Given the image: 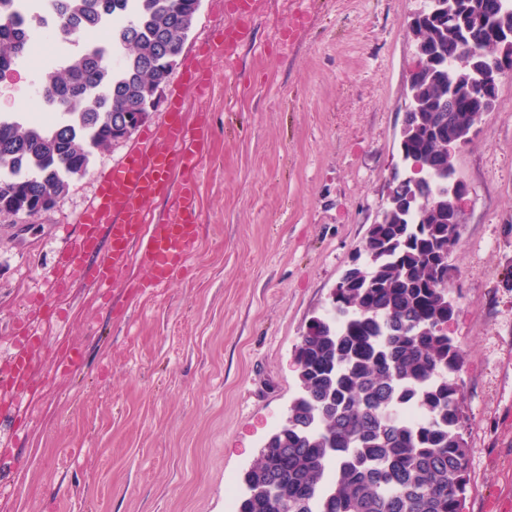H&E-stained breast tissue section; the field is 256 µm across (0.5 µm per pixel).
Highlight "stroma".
Segmentation results:
<instances>
[{"instance_id": "stroma-1", "label": "stroma", "mask_w": 512, "mask_h": 512, "mask_svg": "<svg viewBox=\"0 0 512 512\" xmlns=\"http://www.w3.org/2000/svg\"><path fill=\"white\" fill-rule=\"evenodd\" d=\"M421 0H265L252 38L216 61L210 91L185 89V118L209 113L221 140L200 171L199 243L185 274L153 294L71 289L44 341L84 363L25 406L0 412V512H225L284 421L300 384L295 349L362 252L399 161L407 29ZM230 15L202 0L178 58ZM38 71L0 75V113ZM138 135L94 154L54 208L0 214V337L52 286L62 224L78 223L99 178ZM468 189L451 257L448 333L464 353L465 512L512 499V71L453 157Z\"/></svg>"}]
</instances>
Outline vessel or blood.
<instances>
[{
    "label": "vessel or blood",
    "mask_w": 512,
    "mask_h": 512,
    "mask_svg": "<svg viewBox=\"0 0 512 512\" xmlns=\"http://www.w3.org/2000/svg\"><path fill=\"white\" fill-rule=\"evenodd\" d=\"M262 0H230L235 21L225 25L199 47L173 92L167 118L145 130L140 148L130 152L102 176L93 204L66 237L55 257V286L66 291L78 285L110 289L123 284L129 255H136L147 278L135 288L145 294L167 287L185 266L201 234L199 218L200 164L218 142L206 112L193 122L183 113L182 88L206 93L212 84L215 60L231 59L249 41L251 22L261 13ZM172 200L168 214L149 223L147 204L161 196ZM109 236V251L101 238ZM45 342L30 330L21 333L19 348L10 355L8 386L0 388V406L19 401L31 363L44 357Z\"/></svg>",
    "instance_id": "1"
}]
</instances>
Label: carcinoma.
<instances>
[{
  "label": "carcinoma",
  "instance_id": "1",
  "mask_svg": "<svg viewBox=\"0 0 512 512\" xmlns=\"http://www.w3.org/2000/svg\"><path fill=\"white\" fill-rule=\"evenodd\" d=\"M194 0H58L75 28L93 30L103 13L125 22L112 29L123 50L117 70L85 48L40 73L66 118L44 125L0 114V213L36 214L40 201L60 203L70 180L85 174L95 151L110 146L118 119L144 109L152 86L168 81L196 12ZM0 0V74L27 54L23 22ZM448 19H426L416 43L430 63L410 90L403 120L406 152L426 173L399 191L426 201L421 217L395 209L369 228L365 260L351 269L332 314L312 320L296 348L300 392L288 424L263 445L245 475L237 512H463L469 484L466 415L458 383L461 347L444 325L449 298L448 250L458 246L449 222L453 168L448 135H470L483 111L472 97L491 72H456L447 61L468 50L485 57L512 49V5L500 0H436ZM92 87L101 96L91 98ZM420 419L409 421L404 409Z\"/></svg>",
  "mask_w": 512,
  "mask_h": 512
}]
</instances>
